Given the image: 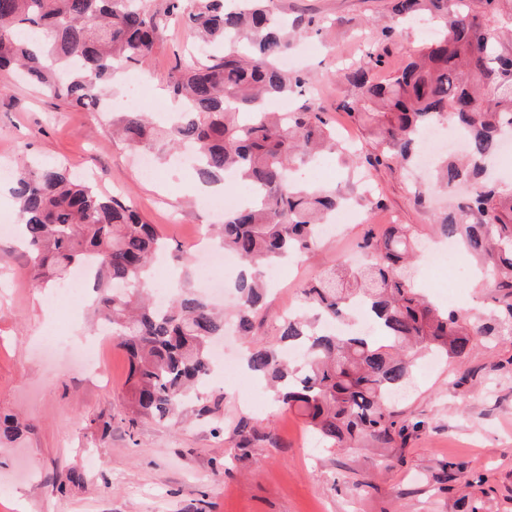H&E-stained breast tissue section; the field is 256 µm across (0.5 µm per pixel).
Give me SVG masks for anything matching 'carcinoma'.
<instances>
[{
    "label": "carcinoma",
    "mask_w": 512,
    "mask_h": 512,
    "mask_svg": "<svg viewBox=\"0 0 512 512\" xmlns=\"http://www.w3.org/2000/svg\"><path fill=\"white\" fill-rule=\"evenodd\" d=\"M388 8L396 26L384 28L381 40L398 38L401 25L417 20L438 26L439 36L383 80L375 76L383 64L376 50L344 69L350 95L341 107L366 126L378 147L366 162L378 165L410 162L425 127L453 121L467 150L441 160L436 181L450 193L463 184L472 191L455 197L433 227L476 260L483 284L496 292L495 308L471 321L420 295L410 277L420 237L412 225L365 234L356 266L336 264L305 283L299 313L283 320L275 339L255 340L246 365L272 384L274 402L305 418L329 448L360 440L404 445L423 428L390 409L409 380L408 348L460 361L478 336L512 341V187L484 179L512 134V0H389ZM173 25L210 46L171 73L177 120L157 125L128 109L113 119V133L128 150L160 159L190 144L199 182H222L231 172L258 190L227 211L217 231L219 245L252 269L235 281L234 318L246 335L264 300L265 271L310 251L318 227L345 203L330 186L291 178L294 163L322 151L350 158L322 113L308 103L291 112L267 108L272 99L306 95L307 76L283 69L280 59L328 22L302 15L290 21L277 0H0V69L16 68L73 107L99 109L112 77L147 65ZM10 192L35 285L52 287L77 268L93 279V319L129 355L128 427L175 417L210 375L211 347L225 328L224 313L187 274L165 307L151 300L157 256L169 252L184 267L191 259L175 254L125 198L98 193L60 164L24 166ZM357 305L370 311L382 342L325 328ZM292 346L303 348V363L288 364L283 351ZM223 400L200 399L194 409L217 431L224 429ZM19 432L12 416L0 415V442ZM269 438L261 423L239 420L240 450Z\"/></svg>",
    "instance_id": "1"
}]
</instances>
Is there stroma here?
<instances>
[{
	"label": "stroma",
	"mask_w": 512,
	"mask_h": 512,
	"mask_svg": "<svg viewBox=\"0 0 512 512\" xmlns=\"http://www.w3.org/2000/svg\"><path fill=\"white\" fill-rule=\"evenodd\" d=\"M289 16L331 20L332 28L302 38L294 55L308 73L310 103L321 108L338 133L372 152L364 127L339 103L348 87L342 68L377 48L381 28L392 25L387 0H280ZM192 42L190 31L171 27L146 67L142 109L156 112L167 101L166 84L176 56ZM0 166L16 171L21 160L58 162L81 174L95 173L101 190L123 191L142 217L186 254L197 225L214 216L199 203L193 170L158 167L144 178L140 159L106 135L96 113L47 97L12 74L0 72ZM319 182L335 186L372 225L344 224L284 264L255 322L256 338H271L299 304V290L334 260L356 261L367 230L385 220L427 228L447 197L416 196L418 167L368 168L366 178L345 171L335 155L316 160ZM412 280L433 301L469 314L491 305L490 290L473 276L455 281L451 271L412 267ZM50 295L34 287L14 239L0 237V411L24 426L22 436L0 444V512H453L462 496L481 512H512V343L477 344L464 360L438 361L425 371L415 361L396 411L423 420L417 437L402 448L359 446L327 451L314 447L304 420L275 407L266 385L245 377L232 383L206 380L202 396L224 397V430L204 421L140 420L128 428L126 353L109 347L101 371L86 374L60 363L38 346L51 324L91 329L89 310L49 308ZM467 377L462 389L451 383ZM263 409H256L255 400ZM248 416L268 425L278 447L266 444L241 455L233 428ZM463 464L464 474L444 479L443 466Z\"/></svg>",
	"instance_id": "35a3bbf8"
}]
</instances>
